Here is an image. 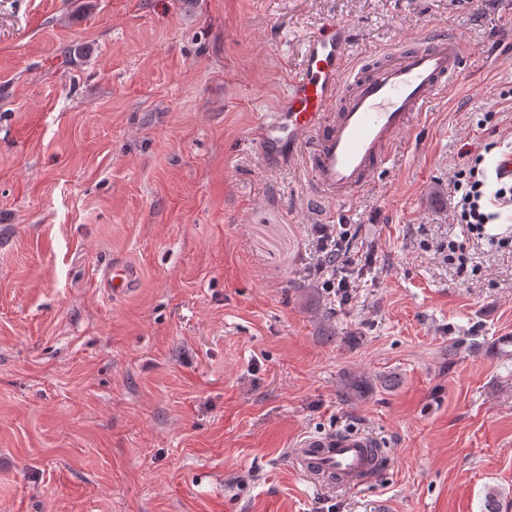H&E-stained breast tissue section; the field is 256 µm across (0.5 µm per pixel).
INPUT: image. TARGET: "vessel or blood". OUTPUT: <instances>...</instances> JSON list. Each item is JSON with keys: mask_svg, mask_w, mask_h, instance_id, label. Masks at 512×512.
<instances>
[{"mask_svg": "<svg viewBox=\"0 0 512 512\" xmlns=\"http://www.w3.org/2000/svg\"><path fill=\"white\" fill-rule=\"evenodd\" d=\"M349 42L350 29L342 22L311 37L287 93L254 129L266 164L304 161L317 194L339 204L393 161L399 135L456 88L464 69V47L449 33L427 31L414 44L358 69L345 66ZM100 275L115 297L137 285V270L123 262ZM375 445L368 433H328L300 439L289 454L313 483L350 487L371 476Z\"/></svg>", "mask_w": 512, "mask_h": 512, "instance_id": "b4317fda", "label": "vessel or blood"}]
</instances>
